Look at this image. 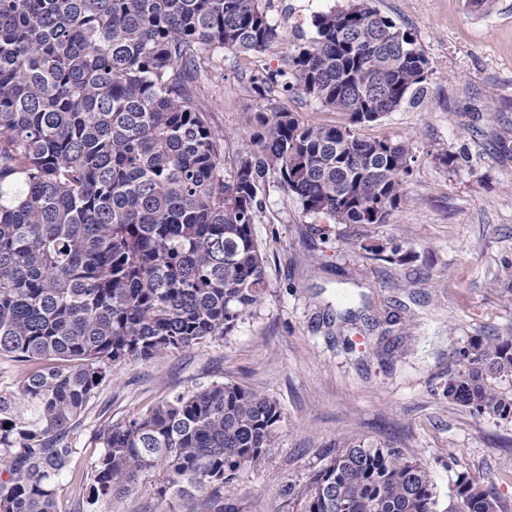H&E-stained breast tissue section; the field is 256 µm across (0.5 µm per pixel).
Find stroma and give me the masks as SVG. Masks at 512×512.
I'll list each match as a JSON object with an SVG mask.
<instances>
[{"mask_svg":"<svg viewBox=\"0 0 512 512\" xmlns=\"http://www.w3.org/2000/svg\"><path fill=\"white\" fill-rule=\"evenodd\" d=\"M348 0H270L288 37L312 34L322 8ZM411 31L428 58L424 100L365 124L368 138L406 141L413 157L405 196L385 223L359 229L304 214L268 176L254 235L265 257L259 305L221 339L113 367L84 418L83 434L146 411L171 392L218 381L274 398L283 432L271 455L224 493V512H292L282 489L356 440L381 441L427 463L440 498L457 474L494 480L512 512V422L448 400L452 349L471 336L512 335V0H374ZM194 93L234 152L253 112L282 105L311 124L341 121L303 95L254 97L243 56L215 55ZM455 156L446 164V156ZM408 247L401 265L368 258L364 245ZM159 471L98 512H182L157 494Z\"/></svg>","mask_w":512,"mask_h":512,"instance_id":"1","label":"stroma"}]
</instances>
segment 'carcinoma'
<instances>
[{"label":"carcinoma","mask_w":512,"mask_h":512,"mask_svg":"<svg viewBox=\"0 0 512 512\" xmlns=\"http://www.w3.org/2000/svg\"><path fill=\"white\" fill-rule=\"evenodd\" d=\"M312 27L288 69L251 72V91L302 94L346 122L262 110L230 162L193 83L216 54L286 41L263 0H0V355L26 368L0 393V512H56L66 480L84 489L77 512H95L154 468L160 496L224 512V489L277 444L275 399L213 382L99 426V454L73 467L112 367L222 337L260 302L253 224L268 175L330 224H382L401 202L408 145L357 128L420 100L428 59L371 0L318 11ZM452 358L448 398L511 420L512 336H472ZM283 492L299 512L500 509L492 481L461 473L443 503L427 465L366 441Z\"/></svg>","instance_id":"obj_1"}]
</instances>
